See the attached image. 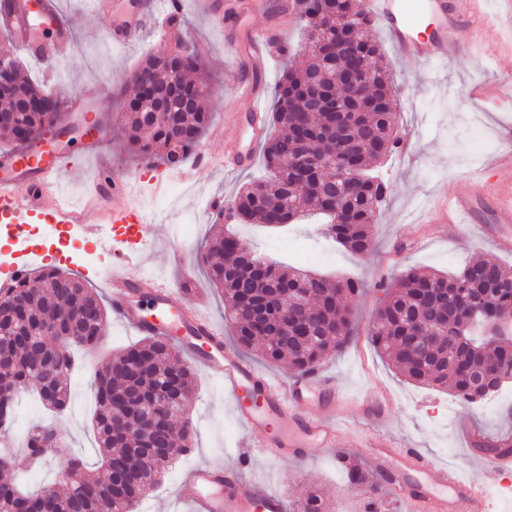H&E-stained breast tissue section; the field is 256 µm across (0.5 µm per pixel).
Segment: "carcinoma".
Listing matches in <instances>:
<instances>
[{
	"label": "carcinoma",
	"instance_id": "obj_1",
	"mask_svg": "<svg viewBox=\"0 0 512 512\" xmlns=\"http://www.w3.org/2000/svg\"><path fill=\"white\" fill-rule=\"evenodd\" d=\"M298 7L309 41L307 61L286 68L275 87L276 130L261 146L268 177L247 184L232 206L241 222L278 227L295 222L304 201L327 219L324 237L364 256L372 250L373 224L387 192L382 180L372 174V164L398 144L393 135L395 88L381 64L379 45L364 35L370 21L360 0H298ZM340 28L351 34L344 49L347 66L362 63L369 77L361 99L354 103L348 99L343 74H322L319 43ZM170 71L179 74L177 84H157ZM320 75L327 109L305 111L299 101L310 94L313 77ZM127 81L138 88L151 83L158 93L146 104L149 111L127 110V142L144 159L168 168L181 166L201 143L212 117L206 100L214 92L198 56L182 54L178 42L146 56L127 75ZM46 94L14 71L10 84L0 88V133L13 138L20 129L42 125L50 113L33 112L28 105L42 103ZM153 110L161 113L155 120ZM333 124L340 150L336 155L324 145V132ZM310 144L322 162L304 184L293 167ZM335 210L341 211L343 223H333ZM238 246L253 255L258 266L228 265L225 253ZM198 257L207 265L210 284L224 296V321L234 342L244 349L259 348L267 362L286 361L302 374L341 351L354 335L355 324L346 306V299L358 292L352 279L333 280L271 262L237 235L221 230ZM39 278L37 286L27 278L14 282L11 291L17 303L0 307V394L6 395L0 403V432L7 431L21 389L36 391L47 409L63 413L70 402L69 380L76 365L71 346L97 345L106 334L107 312L93 289L52 265L40 267ZM296 288L310 290V322L320 321L328 331L311 330L279 316L282 298L293 297ZM482 294L492 296L498 311L512 309V268L487 261L448 274L411 268L384 289V303L370 329L372 342L406 380L425 386L450 384L464 401H481L475 379L512 369L509 332L489 342L473 334L475 328H484L483 313L465 323L459 321V305ZM415 334L432 340L430 355L424 360L415 358L410 348V337ZM167 374L172 375L173 398L184 404L196 380L181 359L179 343L171 339L146 337L107 361L94 379L96 472L88 473L85 459L66 448L54 425H34L21 452H0V469L32 471L61 455L66 491L44 486L30 492L14 483L0 485V512H133L156 477L194 442L191 424L186 422L177 430L168 417L161 425L170 431L171 455L156 454L141 438L133 396L139 392L152 395L159 378ZM114 404L126 417L115 435ZM344 473L349 486L363 489V507L378 504V482L372 474L351 463L344 465ZM326 509V500L318 492H309L294 504V512Z\"/></svg>",
	"mask_w": 512,
	"mask_h": 512
}]
</instances>
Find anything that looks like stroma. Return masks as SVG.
<instances>
[{
  "label": "stroma",
  "instance_id": "35a3bbf8",
  "mask_svg": "<svg viewBox=\"0 0 512 512\" xmlns=\"http://www.w3.org/2000/svg\"><path fill=\"white\" fill-rule=\"evenodd\" d=\"M74 29L71 45L62 47L56 60L46 65L21 57L23 74L60 98L77 93L88 82L98 81L106 88L101 103L104 149L111 159L110 178L127 182L128 195L149 214L155 235L146 247L139 273L144 288L158 281H172L179 274L167 247L177 241L176 228L189 224L190 241L183 258L192 262L196 250L212 233L208 202L212 197L232 201L247 183L265 174L261 158L250 167L229 170L224 166L227 137L233 133L235 114L244 112L247 101L238 97V84L244 63L226 45L224 33L202 7L201 0H181L180 24L168 22V6L160 4L157 18L129 45L115 46L105 37L106 24L91 11L90 0H64ZM368 39L380 44L397 87L395 130L409 132L407 157L390 154L374 169L388 185V195L373 226V248L369 255L357 256L334 243L324 241L315 218L280 231L257 224H235L238 235L269 260L297 263L291 245L306 243L316 258L309 270L358 280L361 291L349 304L356 318L357 333L341 353L326 359L322 369L336 377L350 398L337 417L341 424L335 450L309 449L301 459L247 464L245 478L294 501L304 493L318 491L329 501L331 512H359L361 498L345 485L341 467L350 459L371 467L369 442L387 439L393 445L415 448L432 465H444L465 478H480L492 492V512H501L500 495L512 497V472L484 471L480 457L471 446L475 436H499L512 432V415L505 410L512 396L503 394L482 404L456 400L452 391L432 389L408 382L389 367L368 339L371 320L383 297V290L411 267L456 271L480 260L512 266V255L498 253L493 245L464 231L458 224L431 223L419 213L431 205L440 188L449 194L481 200L486 187L475 170L466 166L471 150L467 123L478 118L486 125L493 151L504 152L512 143L502 132L512 125V110H495L486 98L494 94L501 78L512 74V64L502 59L495 27L471 29L464 44L449 46L447 61L415 71L398 59L386 30L378 24L366 31ZM192 44L205 63L217 91L209 109L212 122L200 148L208 153L211 165L200 171L195 184H188L176 170L140 158L127 146L122 128L123 104L132 92L122 76L149 53L173 46L177 40ZM40 264L55 263L64 271L82 277L97 293H104L102 278L110 263L98 249H87L80 237H73L66 251L45 247ZM116 318H109L103 342L94 348L78 350L83 370L71 380L72 399L81 408H67L57 417L56 426L63 441L88 461H96L98 446L92 430L96 409L93 373L111 354L135 343ZM387 396L389 406L381 422L358 413L354 400ZM189 418L195 429L194 452L179 457L159 477L148 498L135 512H190L193 491L184 483V471L197 463H235L238 456L253 452L261 440L255 430L243 428L233 405L217 380L198 376L188 403Z\"/></svg>",
  "mask_w": 512,
  "mask_h": 512
}]
</instances>
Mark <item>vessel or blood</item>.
Here are the masks:
<instances>
[{
    "instance_id": "vessel-or-blood-1",
    "label": "vessel or blood",
    "mask_w": 512,
    "mask_h": 512,
    "mask_svg": "<svg viewBox=\"0 0 512 512\" xmlns=\"http://www.w3.org/2000/svg\"><path fill=\"white\" fill-rule=\"evenodd\" d=\"M206 12L224 30L225 41L247 62L238 92L249 100L244 121L238 126L235 165L251 162L254 148L266 135L264 112L256 104L263 86L268 57L282 44L279 25L251 23L262 13L264 0H204ZM483 0H364L368 19L390 34L397 55L406 63L424 67L442 61L449 45L464 41L468 31L484 22ZM158 7L156 0H125L120 15L107 26L113 43L122 45L144 28ZM0 24L8 27L23 52L48 61L73 36L67 16L55 0H0ZM100 86L93 83L66 103L64 115H77L101 129L97 112ZM73 153L55 151L4 152L0 154V224L23 232L28 224H50L78 231L103 253L119 261L106 274L112 311L136 335L177 338L208 376L217 378L233 401L242 425L265 431L261 453L269 461L302 458L308 448H335L338 423L333 417L344 401L335 379L319 370L294 376L289 381L259 372L225 347L221 332L201 308L194 271L182 267L177 284H156L143 296V280L137 272L152 226L144 210L126 201L115 216L116 224H96L88 209H76L63 201L60 188L65 174L74 170ZM492 198L495 221L512 223V192L503 193V182L512 183V156L488 155L480 173ZM440 217L473 223L469 198L441 197ZM372 456L388 477V488L410 506L411 512H448L451 499L469 503L472 512H483L484 486L455 472L433 469L414 448H394L372 441ZM186 481L193 490V512H287L285 497L264 486L243 481L235 466L204 463L191 468Z\"/></svg>"
}]
</instances>
